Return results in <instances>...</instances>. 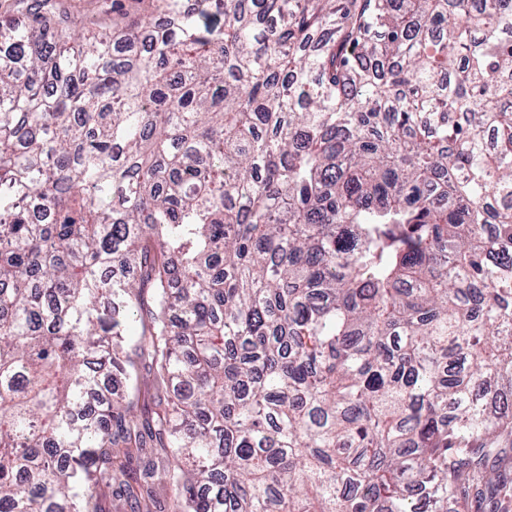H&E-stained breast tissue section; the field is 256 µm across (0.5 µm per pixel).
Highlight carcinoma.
<instances>
[{"label": "carcinoma", "instance_id": "cac0c4a2", "mask_svg": "<svg viewBox=\"0 0 512 512\" xmlns=\"http://www.w3.org/2000/svg\"><path fill=\"white\" fill-rule=\"evenodd\" d=\"M510 430L512 0H0V508L465 512ZM75 16L80 20L86 16H112V0H71Z\"/></svg>", "mask_w": 512, "mask_h": 512}]
</instances>
